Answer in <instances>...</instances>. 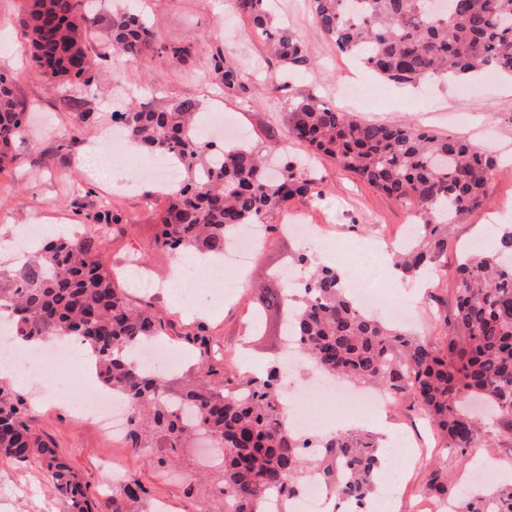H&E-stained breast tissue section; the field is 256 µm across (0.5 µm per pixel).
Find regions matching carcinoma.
<instances>
[{
  "label": "carcinoma",
  "mask_w": 512,
  "mask_h": 512,
  "mask_svg": "<svg viewBox=\"0 0 512 512\" xmlns=\"http://www.w3.org/2000/svg\"><path fill=\"white\" fill-rule=\"evenodd\" d=\"M23 27L40 75L51 83L90 89L99 61L119 57L138 63L167 51L149 20L137 13L110 18L98 42L88 37L95 17L83 0H26ZM318 28L336 48L357 58L383 81H460L493 69L512 78V0H448V12L431 0H309ZM237 12L262 38L283 70L270 79L278 92L288 75L309 64L304 44L271 24L270 0H235ZM224 95L246 98V77L213 54ZM13 76L0 72V169L14 159L13 144L27 129ZM195 104L183 100L163 110L115 111L112 123L129 142L179 167L181 183L167 196L156 243L173 257L192 250L224 254L229 234L246 224L265 225L295 197H321L311 171L288 163L277 176L265 170L256 148L217 147L192 133ZM288 131L307 149L332 159L375 191L420 219L425 240L395 256V265L417 278L448 252V228L488 202L496 160L465 138L442 136L403 122L375 123L340 112L313 95L289 113ZM303 299L285 328L300 356L320 371L346 381L378 384L409 393L421 415L465 455L478 426L474 402L489 407L512 432V229L499 248L476 250L457 266L456 307L444 317L445 345L419 339L397 324L364 312L349 295L340 272L302 252ZM285 303L284 293L261 292L252 311L260 317ZM12 309L15 335L24 339L77 336L94 357L104 387L122 394L133 418L126 434L135 451L160 445L168 452L156 468L168 469L193 432L180 407L195 411L198 427L224 452L215 478L222 512H267L272 497L292 499L307 463L306 444L283 422V389L277 368L266 377L240 381L194 380L179 397L165 398L164 376L137 368L126 352L165 334L163 317L135 311L116 286L105 241L89 228L59 234L35 257L0 273V307ZM317 463L336 473L327 489L352 502L369 499L379 470L378 439L364 431H338L322 439ZM0 458L36 462L52 479L68 512H129L128 502L146 493L131 479L116 494L93 501L87 486L56 445L35 433L23 399L0 386ZM430 489L460 501L456 512H512V485L487 493L451 492L430 480Z\"/></svg>",
  "instance_id": "1"
}]
</instances>
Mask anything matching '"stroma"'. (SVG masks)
<instances>
[{
	"label": "stroma",
	"mask_w": 512,
	"mask_h": 512,
	"mask_svg": "<svg viewBox=\"0 0 512 512\" xmlns=\"http://www.w3.org/2000/svg\"><path fill=\"white\" fill-rule=\"evenodd\" d=\"M24 8L25 0H0V70L14 75L16 94L25 104L28 123L35 130L27 141L16 144L15 162L0 172V236L9 237L20 224H58L81 230L90 223L101 201L117 194L121 197L120 220L107 228L110 253L136 255L151 275L167 278L174 262L156 244L159 207L148 198L151 184L125 191L120 184L102 180L82 162L96 134L110 128L108 116L112 110L121 107L124 96L140 95L142 86L149 83L154 87L152 107L164 109L192 100L198 120H205L208 112L222 111L245 131V145L270 149L282 160L300 159L307 151L290 137L287 116L296 97L310 93L366 121L423 124L439 134L462 137L499 154L501 167L488 184L487 208L452 227L448 254L423 287H414L404 278L394 279L392 269L373 251L359 261L354 274L355 279L371 283L381 296L401 301L407 311L406 323L417 336L441 344L439 319L454 307L457 263L473 238L485 231L488 216L512 213V80L481 74L462 86L445 80L379 82L320 31L309 16L307 0H274V23L287 24L303 41L310 65L293 73L288 86L275 93L266 91L262 83L250 82L252 103L247 106L225 96L212 53L221 51L225 61L244 70L261 62L273 73L280 64L268 60L263 41L248 33L232 0H105L104 5L96 6V15L109 18L129 10L145 11L167 51L150 54L137 64L114 59L102 62L94 92L87 96L76 85L49 86L31 56L15 60L12 47L24 35ZM185 45L191 48L189 56H173L174 48ZM351 81L380 85L381 98L364 107L337 99V86ZM80 110L98 114L100 121L94 132L76 128L74 114ZM314 174L323 180L322 199L296 201L291 210L308 223L323 225L325 238L370 242L378 230L392 233L410 224L411 216L405 208L329 159H318ZM304 249L316 253L320 246L276 232L267 237L254 264L261 271H277L291 264L294 254ZM224 278L237 281L238 288L222 301L217 298L219 287L215 284L200 286L184 299L176 298L171 288L150 298L139 288L129 290L131 303L138 310L165 316V343L183 353L182 366L167 372L170 396H179L190 374L206 370L214 380L253 377L279 364L283 356L280 326L284 311H269L265 333L252 335L249 321L253 282L229 269ZM201 328L206 331L207 345L188 344V336ZM57 385L58 396L41 402L33 390L24 389L23 395L30 403L29 423L41 436L54 441L73 470L89 483L93 497H100L107 479L102 463L114 454L113 450L100 432L69 411L67 399L79 393V385L62 374L57 377ZM288 388L319 406L323 424L335 423L352 412L361 428L377 432L383 446H390L400 435L425 445L423 459H415L407 451L388 455L382 461L383 466L403 475L395 512H417L420 502L432 495L428 480L434 474L454 489L471 488L478 482L486 486L512 481V433L496 422H486L464 459L446 449L443 439L415 410L410 395H401L390 411L367 413L322 401L300 376L289 380ZM117 457L128 477L138 479L147 489L149 503L165 500L169 512H218L220 501L212 479L205 476L207 468L197 449H187L176 469L168 473L158 472L146 452ZM192 474L198 481L194 495L188 497L183 492L184 479ZM0 512H66V506L54 495L52 483L41 468L0 460Z\"/></svg>",
	"instance_id": "1"
}]
</instances>
